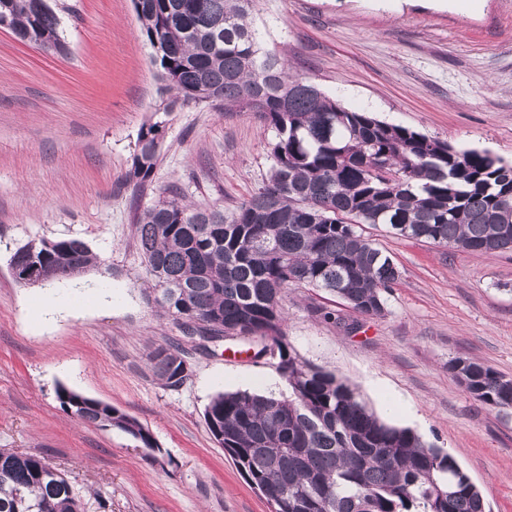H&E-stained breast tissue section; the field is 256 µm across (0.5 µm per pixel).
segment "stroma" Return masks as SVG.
I'll return each mask as SVG.
<instances>
[{"mask_svg":"<svg viewBox=\"0 0 512 512\" xmlns=\"http://www.w3.org/2000/svg\"><path fill=\"white\" fill-rule=\"evenodd\" d=\"M69 53L0 30V448L44 457L86 512H271L211 437L220 392L287 393L272 357L228 339L197 351L148 303L136 215L159 195L227 211L263 186L274 130L253 112L173 104L132 0H68ZM265 47L351 110L512 164V0H256ZM159 123L154 171L128 178L143 126ZM362 232L401 276L380 316L318 288L289 290L284 332L297 357L353 384L371 410L412 406L392 425L448 451L491 512H512V414L469 396L457 357L512 377V252ZM83 239L101 268L45 286L14 281L13 252ZM67 310L44 319L47 297ZM180 346L189 376L163 384L149 361ZM111 405L149 430L153 448L64 412L59 389Z\"/></svg>","mask_w":512,"mask_h":512,"instance_id":"35a3bbf8","label":"stroma"}]
</instances>
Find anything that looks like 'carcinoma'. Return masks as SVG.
<instances>
[{
	"instance_id": "cac0c4a2",
	"label": "carcinoma",
	"mask_w": 512,
	"mask_h": 512,
	"mask_svg": "<svg viewBox=\"0 0 512 512\" xmlns=\"http://www.w3.org/2000/svg\"><path fill=\"white\" fill-rule=\"evenodd\" d=\"M37 0H0V25L37 49L61 18ZM175 101L258 113L275 131L271 175L233 213L161 197L136 219L153 302L174 322L195 317L212 337L255 336L278 347L286 397L220 392L204 418L245 480L278 512H486L456 459L409 428L381 419L337 374L292 353L284 333L290 289L320 288L355 312L379 316L400 278L393 260L357 229L386 224L400 237L491 254L512 251V164L350 110L290 75L252 25L255 0H133ZM159 123L141 129L131 178L144 183L159 155ZM44 283L64 265L100 259L80 238L38 242ZM157 377L178 387L182 353L150 355ZM448 372L475 400L512 411V378L471 358ZM83 422L115 426L154 447L135 419L61 389ZM0 512H84L69 479L42 457L0 450Z\"/></svg>"
}]
</instances>
